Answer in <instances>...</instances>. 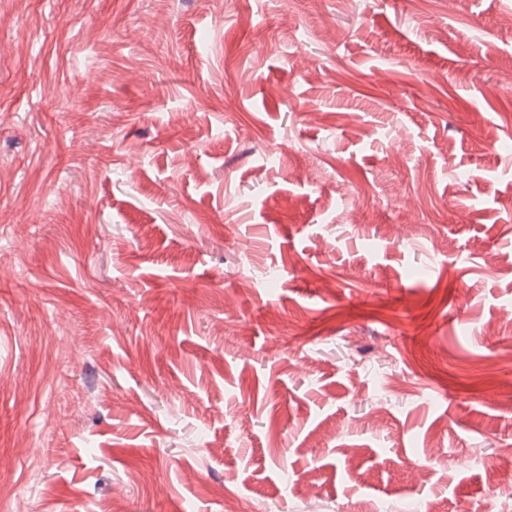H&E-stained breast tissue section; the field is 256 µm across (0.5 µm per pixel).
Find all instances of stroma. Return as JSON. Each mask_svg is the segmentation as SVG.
<instances>
[{
  "label": "stroma",
  "mask_w": 512,
  "mask_h": 512,
  "mask_svg": "<svg viewBox=\"0 0 512 512\" xmlns=\"http://www.w3.org/2000/svg\"><path fill=\"white\" fill-rule=\"evenodd\" d=\"M506 140L512 0H0V512L512 493Z\"/></svg>",
  "instance_id": "35a3bbf8"
}]
</instances>
